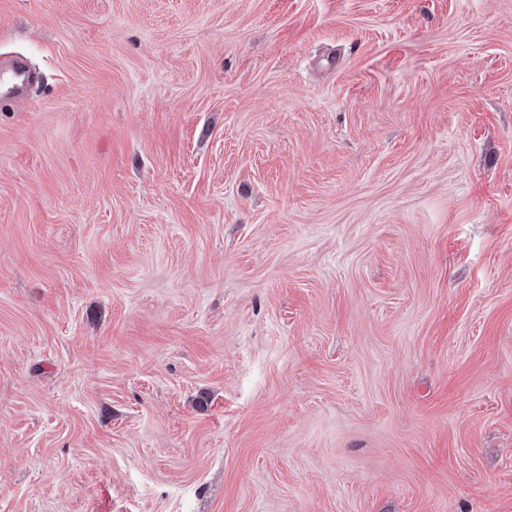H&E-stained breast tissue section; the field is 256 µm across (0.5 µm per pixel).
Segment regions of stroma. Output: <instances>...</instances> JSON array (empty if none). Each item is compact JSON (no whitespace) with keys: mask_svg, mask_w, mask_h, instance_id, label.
<instances>
[{"mask_svg":"<svg viewBox=\"0 0 512 512\" xmlns=\"http://www.w3.org/2000/svg\"><path fill=\"white\" fill-rule=\"evenodd\" d=\"M0 512H512V0H0ZM34 81L32 71L20 59H13L0 65V103L23 100L28 87Z\"/></svg>","mask_w":512,"mask_h":512,"instance_id":"1","label":"stroma"}]
</instances>
